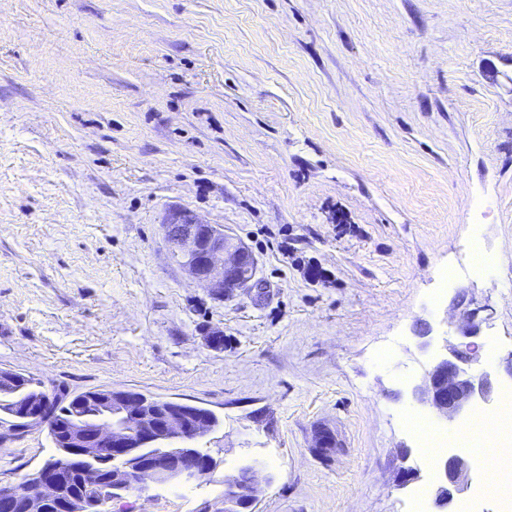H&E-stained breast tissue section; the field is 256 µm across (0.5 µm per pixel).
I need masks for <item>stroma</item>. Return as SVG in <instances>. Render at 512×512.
Instances as JSON below:
<instances>
[{
	"mask_svg": "<svg viewBox=\"0 0 512 512\" xmlns=\"http://www.w3.org/2000/svg\"><path fill=\"white\" fill-rule=\"evenodd\" d=\"M186 209L256 263L225 296L163 226ZM482 251L491 272L474 273ZM512 387V0H0V371L49 394L125 390L211 410L205 478L112 512H201L257 467V512H412L434 494L408 417L470 302ZM223 348L208 345L211 330ZM339 444L312 450L318 428ZM56 450L0 422V484ZM420 477L398 487L401 464ZM489 490L475 496L473 488Z\"/></svg>",
	"mask_w": 512,
	"mask_h": 512,
	"instance_id": "stroma-1",
	"label": "stroma"
}]
</instances>
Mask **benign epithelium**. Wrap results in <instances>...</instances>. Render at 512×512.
<instances>
[{
    "mask_svg": "<svg viewBox=\"0 0 512 512\" xmlns=\"http://www.w3.org/2000/svg\"><path fill=\"white\" fill-rule=\"evenodd\" d=\"M174 255L191 277L218 295L232 288L248 286L255 276L248 250L232 243L224 230L204 224L189 210L172 212L163 225ZM488 306L476 304L465 311L461 335L472 338L480 331L482 314ZM478 356L475 344L444 345L422 382L412 390L413 397L435 409L453 422L467 407L479 399L491 401L495 387L491 374L476 372ZM88 404L92 411L65 426L62 463L43 465L33 475L31 488L21 490L14 484L0 485V504L4 508L19 500L23 512H85V503L65 499L60 489L64 472L73 463L101 464L107 459L113 466L112 484L108 492L122 498L125 488L134 485L140 493L162 485L189 483L210 474L216 462L213 457H200L189 443L210 432L209 416L189 410L181 403L167 401L162 405L137 392L109 391L92 395ZM44 407L24 406L13 425L25 427L41 421ZM439 484L435 505L441 512L451 509L458 494L469 483V464L455 453L436 463ZM257 473L246 465L224 476V507L204 512H256Z\"/></svg>",
    "mask_w": 512,
    "mask_h": 512,
    "instance_id": "1",
    "label": "benign epithelium"
}]
</instances>
